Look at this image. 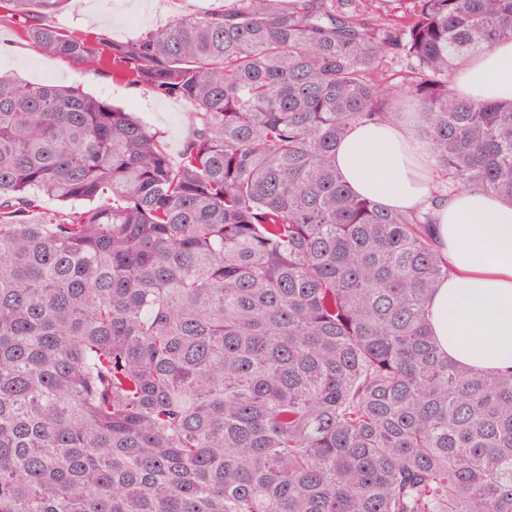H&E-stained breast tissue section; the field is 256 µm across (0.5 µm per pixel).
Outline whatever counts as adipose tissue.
<instances>
[{"instance_id": "obj_1", "label": "adipose tissue", "mask_w": 512, "mask_h": 512, "mask_svg": "<svg viewBox=\"0 0 512 512\" xmlns=\"http://www.w3.org/2000/svg\"><path fill=\"white\" fill-rule=\"evenodd\" d=\"M458 96L512 99V39L497 41L458 70ZM336 165L357 195L384 208L415 212L433 206L432 234L448 275L431 304L433 333L450 360L477 373L512 371V203L475 190L442 200L414 124L354 125L336 149Z\"/></svg>"}]
</instances>
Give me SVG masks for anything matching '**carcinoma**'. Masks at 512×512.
Returning a JSON list of instances; mask_svg holds the SVG:
<instances>
[{"label":"carcinoma","mask_w":512,"mask_h":512,"mask_svg":"<svg viewBox=\"0 0 512 512\" xmlns=\"http://www.w3.org/2000/svg\"><path fill=\"white\" fill-rule=\"evenodd\" d=\"M65 2L0 21L193 133L174 158L0 75V512H512V372L433 336L432 212L335 164L402 96L437 192L511 203L512 101L452 78L512 39V0H224L126 42L54 24Z\"/></svg>","instance_id":"1"}]
</instances>
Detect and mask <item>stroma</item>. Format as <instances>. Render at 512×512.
Wrapping results in <instances>:
<instances>
[{"label":"stroma","mask_w":512,"mask_h":512,"mask_svg":"<svg viewBox=\"0 0 512 512\" xmlns=\"http://www.w3.org/2000/svg\"><path fill=\"white\" fill-rule=\"evenodd\" d=\"M224 0H68L55 16L58 26L82 34L107 33L131 41L177 15L217 11ZM0 71L29 83L77 85L90 96L107 99L157 132L171 155H178L192 134L190 110L184 101L161 98L147 89L115 79L105 70L79 72L59 58L35 50L16 23L0 24Z\"/></svg>","instance_id":"35a3bbf8"}]
</instances>
